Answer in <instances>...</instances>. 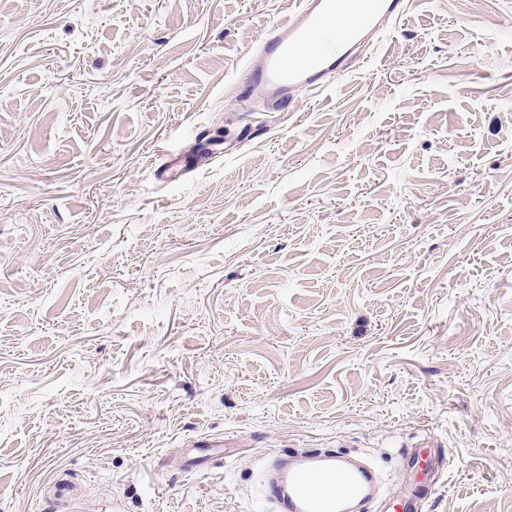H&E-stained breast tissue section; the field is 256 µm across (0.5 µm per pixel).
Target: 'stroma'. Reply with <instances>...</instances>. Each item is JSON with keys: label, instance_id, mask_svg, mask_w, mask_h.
<instances>
[{"label": "stroma", "instance_id": "obj_1", "mask_svg": "<svg viewBox=\"0 0 512 512\" xmlns=\"http://www.w3.org/2000/svg\"><path fill=\"white\" fill-rule=\"evenodd\" d=\"M297 6L0 0V512H66L60 475L83 512H268L260 458L314 448L512 512V0H409L245 105Z\"/></svg>", "mask_w": 512, "mask_h": 512}]
</instances>
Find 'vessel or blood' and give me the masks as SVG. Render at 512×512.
I'll return each mask as SVG.
<instances>
[{
	"label": "vessel or blood",
	"mask_w": 512,
	"mask_h": 512,
	"mask_svg": "<svg viewBox=\"0 0 512 512\" xmlns=\"http://www.w3.org/2000/svg\"><path fill=\"white\" fill-rule=\"evenodd\" d=\"M406 8L407 0H300L259 41L262 63L241 81V98L259 94L273 111H294L303 92L324 91L348 75ZM255 481L274 512H354L372 500L379 512L394 507L380 496L378 468L342 454L310 450L286 466L269 460Z\"/></svg>",
	"instance_id": "b4317fda"
}]
</instances>
